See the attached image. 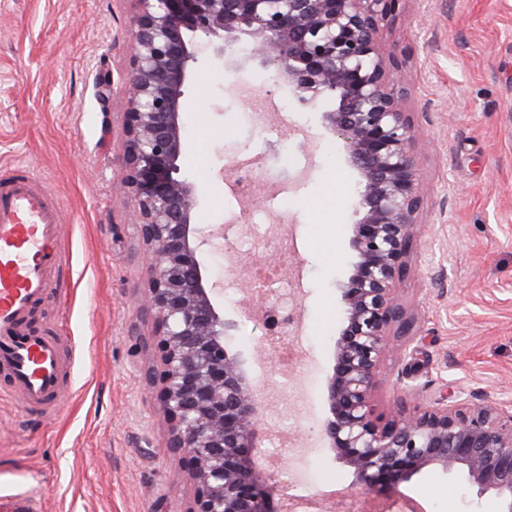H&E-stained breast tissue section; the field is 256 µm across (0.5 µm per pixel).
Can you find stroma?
<instances>
[{
  "mask_svg": "<svg viewBox=\"0 0 512 512\" xmlns=\"http://www.w3.org/2000/svg\"><path fill=\"white\" fill-rule=\"evenodd\" d=\"M129 0H0V163L52 185L72 284L44 312L71 357L57 407L28 410L0 380V495H33L40 512H187L194 489L166 451L168 428L146 395L152 317L140 306L148 270L121 188ZM424 131L427 193L399 299L416 320L383 364L374 395L432 393L512 401V0H405L383 28ZM184 115L180 166L203 189L200 223L223 226L205 266L224 281L216 302L235 349L261 376L259 463L287 476L310 512H498L456 475L429 470L398 493H354L353 469L326 448L325 383L343 317L336 283L349 247L357 178L321 115L297 109L258 63L205 67ZM245 150L263 165L236 185ZM293 241L282 252L281 240ZM276 263L295 314L291 355L271 346L253 268Z\"/></svg>",
  "mask_w": 512,
  "mask_h": 512,
  "instance_id": "1",
  "label": "stroma"
}]
</instances>
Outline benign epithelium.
Masks as SVG:
<instances>
[{
    "label": "benign epithelium",
    "mask_w": 512,
    "mask_h": 512,
    "mask_svg": "<svg viewBox=\"0 0 512 512\" xmlns=\"http://www.w3.org/2000/svg\"><path fill=\"white\" fill-rule=\"evenodd\" d=\"M132 55L119 164L149 265L142 296L158 353L148 395L168 423V452L194 486L187 512H279L276 479L257 465L264 405L250 362L230 344L202 263L211 231L198 224L202 188L181 173L189 85L208 63L256 61L303 110L320 109L358 175L354 262L337 283L342 327L327 377L320 434L364 491H396L423 470L461 476L512 512V403L418 393L375 415L381 366L412 326L397 302L420 224L422 129L404 111L384 22L405 0H132Z\"/></svg>",
    "instance_id": "benign-epithelium-1"
}]
</instances>
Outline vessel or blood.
<instances>
[{"instance_id":"1","label":"vessel or blood","mask_w":512,"mask_h":512,"mask_svg":"<svg viewBox=\"0 0 512 512\" xmlns=\"http://www.w3.org/2000/svg\"><path fill=\"white\" fill-rule=\"evenodd\" d=\"M52 186L23 166L0 165V375L31 408L53 404L70 367L58 339L33 329L36 311L67 287ZM0 512H37L33 497L0 495Z\"/></svg>"}]
</instances>
